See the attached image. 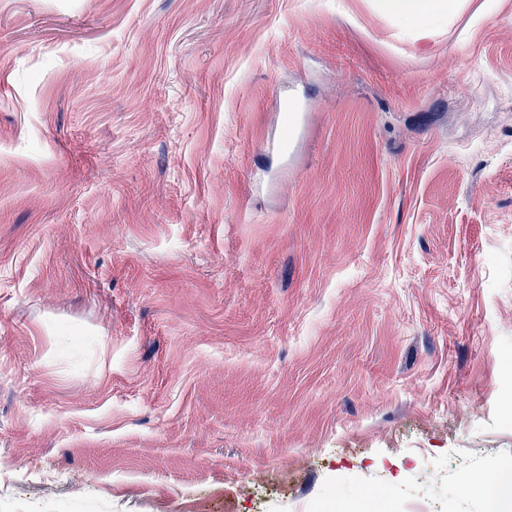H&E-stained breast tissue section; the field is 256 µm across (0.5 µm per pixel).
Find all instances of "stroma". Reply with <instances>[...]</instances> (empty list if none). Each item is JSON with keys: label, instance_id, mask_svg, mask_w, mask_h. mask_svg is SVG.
Masks as SVG:
<instances>
[{"label": "stroma", "instance_id": "stroma-1", "mask_svg": "<svg viewBox=\"0 0 512 512\" xmlns=\"http://www.w3.org/2000/svg\"><path fill=\"white\" fill-rule=\"evenodd\" d=\"M430 30L372 0H0V512H486L512 0ZM285 101L302 133L266 151Z\"/></svg>", "mask_w": 512, "mask_h": 512}]
</instances>
